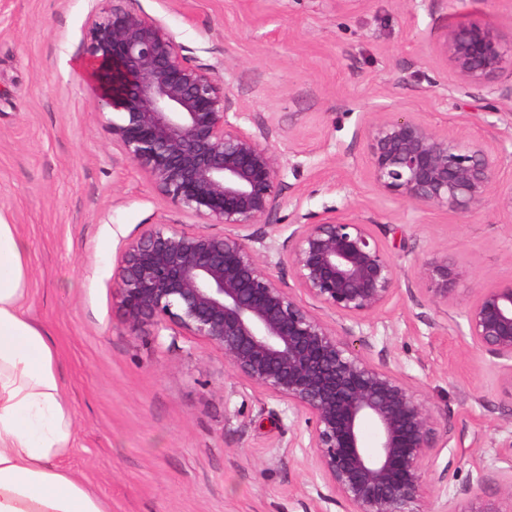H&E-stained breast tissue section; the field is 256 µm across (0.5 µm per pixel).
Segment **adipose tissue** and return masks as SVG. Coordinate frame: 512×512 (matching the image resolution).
Returning <instances> with one entry per match:
<instances>
[{"label":"adipose tissue","mask_w":512,"mask_h":512,"mask_svg":"<svg viewBox=\"0 0 512 512\" xmlns=\"http://www.w3.org/2000/svg\"><path fill=\"white\" fill-rule=\"evenodd\" d=\"M28 247L0 217V512H110L60 461L74 444L57 351L25 306Z\"/></svg>","instance_id":"obj_1"}]
</instances>
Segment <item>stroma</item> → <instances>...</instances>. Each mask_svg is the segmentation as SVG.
Masks as SVG:
<instances>
[{"mask_svg": "<svg viewBox=\"0 0 512 512\" xmlns=\"http://www.w3.org/2000/svg\"><path fill=\"white\" fill-rule=\"evenodd\" d=\"M164 23L184 54L213 66L244 127L284 168L281 236L296 215L361 217L414 280L436 253L476 282L512 279V223L495 201L460 214L381 196L361 128L372 112H409L443 133L486 137L481 103L457 109L430 84L447 14L512 35V0H127ZM97 0H0V214L28 243L26 306L49 332L74 415L60 465L110 512H342L318 500L304 424L287 404L234 375L202 341L130 330L114 297L129 242L188 216L155 191L107 132L79 64ZM414 377L450 435H438L426 504L464 500L477 469L507 463L512 397L483 355L406 292L363 326ZM447 479H438V472Z\"/></svg>", "mask_w": 512, "mask_h": 512, "instance_id": "1", "label": "stroma"}]
</instances>
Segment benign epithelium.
I'll return each instance as SVG.
<instances>
[{
    "mask_svg": "<svg viewBox=\"0 0 512 512\" xmlns=\"http://www.w3.org/2000/svg\"><path fill=\"white\" fill-rule=\"evenodd\" d=\"M102 2L86 60L98 108L111 115L112 142L197 223L153 224L125 248L115 288L125 323L206 342L234 374L300 413L320 500L342 512H424L432 452L447 421L399 362L377 363L347 340L400 291L391 251L373 225L345 214L298 220L280 238V162L243 127L229 88L183 54L162 22L125 0ZM432 51L454 90L497 117L488 128L512 121L498 107L512 101V80L504 79L512 77V38L489 23L450 20ZM362 134L381 195L415 210L473 213L493 194L512 222V181L497 182L512 156L503 144L441 133L407 112H374ZM256 224L272 231L257 234ZM407 293L437 311L463 304L456 329L489 357L490 372L512 395V280L476 283L464 266L434 255ZM368 424L376 431L371 446ZM436 512H512V471L500 474L495 495Z\"/></svg>",
    "mask_w": 512,
    "mask_h": 512,
    "instance_id": "obj_1",
    "label": "benign epithelium"
}]
</instances>
